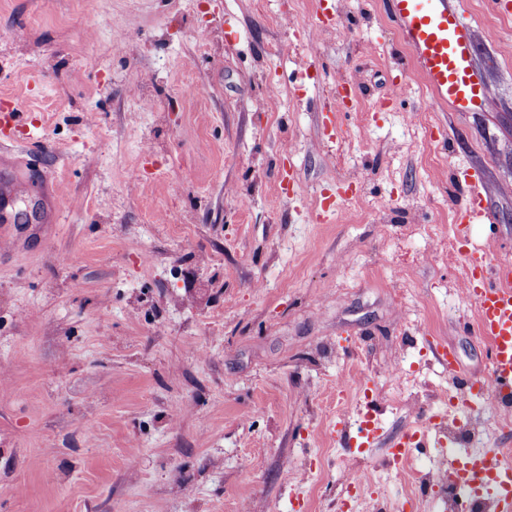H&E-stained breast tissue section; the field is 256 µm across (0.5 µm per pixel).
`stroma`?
Wrapping results in <instances>:
<instances>
[{
  "label": "stroma",
  "mask_w": 512,
  "mask_h": 512,
  "mask_svg": "<svg viewBox=\"0 0 512 512\" xmlns=\"http://www.w3.org/2000/svg\"><path fill=\"white\" fill-rule=\"evenodd\" d=\"M463 2L475 112L385 0L315 34V0H0L39 137L0 148V512H337L350 464L383 474L352 512H399L436 349L490 369L461 250L512 260V17ZM455 175L496 216L463 238ZM440 417H444V415L439 413L433 414L427 419L423 429L406 433L402 441L395 444L394 448H392L393 462H398L403 457L408 455L412 448H419L426 445L428 446L429 442L431 441L429 439L430 427L432 423Z\"/></svg>",
  "instance_id": "1"
}]
</instances>
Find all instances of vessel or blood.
Returning a JSON list of instances; mask_svg holds the SVG:
<instances>
[{
  "label": "vessel or blood",
  "mask_w": 512,
  "mask_h": 512,
  "mask_svg": "<svg viewBox=\"0 0 512 512\" xmlns=\"http://www.w3.org/2000/svg\"><path fill=\"white\" fill-rule=\"evenodd\" d=\"M459 0H387L389 16L397 23L437 106L453 112L486 107L482 81L470 58V28L458 7ZM460 202L458 224H490L494 214L475 182H467ZM465 292L477 310L476 333L490 345V383L463 378L470 392L464 407L476 401H502L512 396V262L492 260L481 251L465 254ZM428 444L446 448L447 439L430 438L428 429L404 435L392 450L401 460L411 449ZM448 479L460 493V501L471 505L485 494H493L497 512H512V460L497 449L476 448L450 455Z\"/></svg>",
  "instance_id": "vessel-or-blood-1"
}]
</instances>
